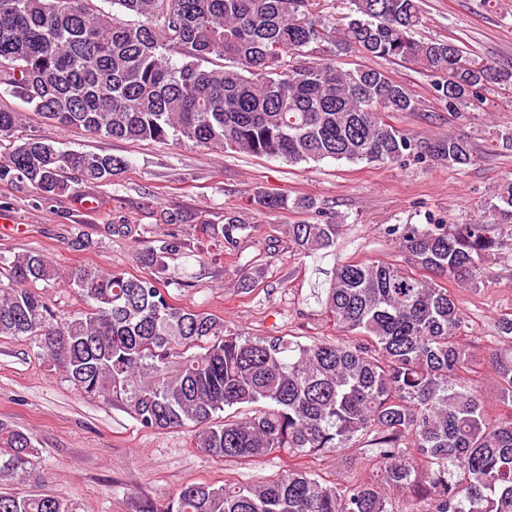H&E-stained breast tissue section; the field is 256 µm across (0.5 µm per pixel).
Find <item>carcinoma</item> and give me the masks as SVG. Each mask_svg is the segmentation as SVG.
<instances>
[{"label": "carcinoma", "mask_w": 512, "mask_h": 512, "mask_svg": "<svg viewBox=\"0 0 512 512\" xmlns=\"http://www.w3.org/2000/svg\"><path fill=\"white\" fill-rule=\"evenodd\" d=\"M0 0V85L45 120L102 138L169 141L240 151L290 165L337 161L471 165L469 141L419 138L385 120L418 99L386 71L344 68L313 55L328 42L365 59L410 63L433 77L453 112L477 106L512 76L486 61L459 70L448 40L416 37L420 0H348L338 27L308 18L312 0ZM213 58L224 64L205 69ZM24 115L0 108V181L45 198L71 181L110 184L128 166L111 154L63 150L23 133ZM269 210L288 197L257 191ZM493 224H398L387 234L406 263L338 264L318 303L342 336L309 343L250 337L168 293V260L184 249L167 234L142 255L147 275L80 265L62 271L42 253L0 255V337L25 338L78 392L112 401L141 427L191 426L193 446L226 461L275 453L312 456L366 443L372 470L351 484L292 468L258 484L193 483L137 512H512V415L491 421L471 378L469 319L450 290L490 279L512 222V180L487 203ZM254 225L235 214L202 229L233 250ZM330 216L288 225L302 254L335 246ZM58 281L83 309L65 314L38 289ZM508 343L487 363L512 408ZM243 416L223 415L232 407ZM42 450L0 423V512H71L40 481Z\"/></svg>", "instance_id": "1"}]
</instances>
